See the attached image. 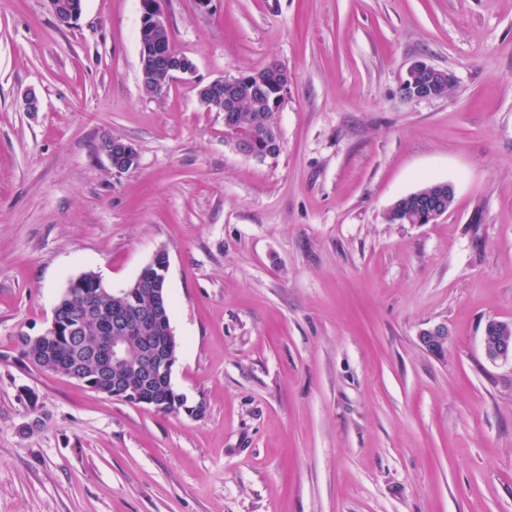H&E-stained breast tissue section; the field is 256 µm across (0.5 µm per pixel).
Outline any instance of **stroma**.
<instances>
[{"label": "stroma", "mask_w": 512, "mask_h": 512, "mask_svg": "<svg viewBox=\"0 0 512 512\" xmlns=\"http://www.w3.org/2000/svg\"><path fill=\"white\" fill-rule=\"evenodd\" d=\"M162 8L196 73L156 95L139 0L68 25L0 0V512H512V361L482 346L512 323V0ZM418 59L447 97L402 94ZM271 63L281 151L259 161L197 86ZM112 137L138 153L120 174ZM431 181L447 213L387 223ZM160 249L172 380L203 416L21 364L70 280L120 290ZM440 322L437 359L418 336ZM100 151L106 156L116 174L127 171L137 161L136 149L121 138L113 137L102 141Z\"/></svg>", "instance_id": "obj_1"}]
</instances>
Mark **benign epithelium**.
<instances>
[{
	"instance_id": "1",
	"label": "benign epithelium",
	"mask_w": 512,
	"mask_h": 512,
	"mask_svg": "<svg viewBox=\"0 0 512 512\" xmlns=\"http://www.w3.org/2000/svg\"><path fill=\"white\" fill-rule=\"evenodd\" d=\"M141 27H140V65L141 82L146 92H151L158 77L163 76L170 81L180 75L185 80H191L196 72V66L191 59L178 55L167 48L166 36L170 34V23L161 7V0H140ZM453 81L454 76L434 67L425 60L414 61L407 69L406 81L413 86L410 98L429 100L436 98L435 89L445 81ZM263 83L261 78L252 79L243 74L225 75L212 80L205 85H197V95L207 110L212 111L220 103L218 94L227 88L231 91L243 84L252 85ZM236 116L225 119V126L230 128L229 140L234 148L241 154L255 158L265 159V155L250 151L245 147L243 138L231 130ZM100 151L106 156L113 172L121 174L133 167L137 161V152L133 145L121 138L114 137L102 141ZM147 265L157 270V276L149 280H136V285L144 292L154 297L155 304L168 301L167 272L169 258L163 249L157 250ZM73 331L72 324L63 319L52 316L43 335L60 336ZM136 329L127 321L126 307L112 310V323L108 327L107 336L98 340L95 346L96 357L109 370L134 369L139 375L151 378H169L177 363V359L162 346H147L144 348V357L140 364H131L127 360V345ZM448 327L444 324H435L422 330L418 340L422 349L429 355L439 358L448 347ZM483 349L486 358L492 362L512 361V336H482ZM101 385L112 390V398L131 403H141L149 406L167 404L161 398H145L142 390L127 381V377H103Z\"/></svg>"
}]
</instances>
